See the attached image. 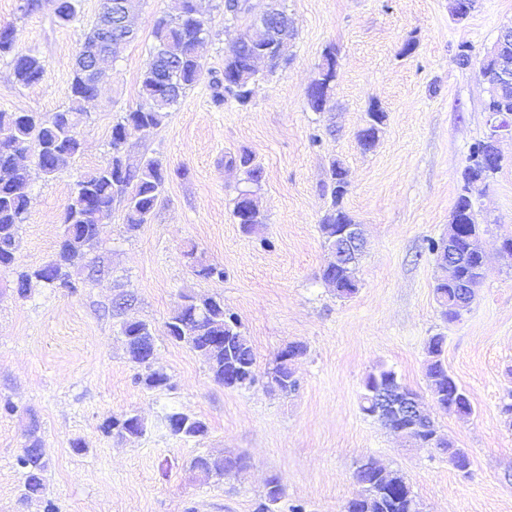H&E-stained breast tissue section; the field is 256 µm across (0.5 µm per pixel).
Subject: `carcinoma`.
Instances as JSON below:
<instances>
[{"label":"carcinoma","instance_id":"obj_1","mask_svg":"<svg viewBox=\"0 0 512 512\" xmlns=\"http://www.w3.org/2000/svg\"><path fill=\"white\" fill-rule=\"evenodd\" d=\"M77 2L59 0L56 17L60 24L66 25L76 17ZM252 9L249 0H224V16L231 20L251 13ZM278 13L281 15L280 24L270 26L254 21L237 45L226 52L222 78L213 81L216 103L224 102L226 93L242 106L250 102L252 89L244 74L249 70L248 62L254 54L266 56L267 71L270 73L275 72L285 60L290 43L295 38V29L284 10L280 9ZM153 35L155 43L141 74L142 103L125 113L112 126V155L108 162L76 181L65 208L64 232L57 252L46 264L31 271L18 272L19 295H25L34 280L50 288H74L72 269L82 264L97 245L103 220L112 212L115 199L125 203L127 231L138 230L152 218L164 190L167 170L156 157H148L135 167L128 165L122 152L125 142L121 141L119 135L124 131L148 132L159 126L168 116L169 109L200 80L202 64L197 46L207 35L202 0H177L174 12L156 21ZM121 45V41L100 44L95 26L87 33L83 43L87 49L102 47L109 58ZM2 56L11 57L13 75L18 84L30 86L42 79L44 61L31 51L15 50L13 29L9 26L0 27ZM72 72L69 104L65 108L50 116L36 112H0V268L9 269L17 263L21 228L29 203L28 173L17 155L36 149V161L45 174L52 175L67 167L83 152L78 126L97 97L98 83L92 73L81 70L78 61L74 63ZM336 74V52L330 48L323 56L318 77L308 90V104L313 111L323 112L330 108ZM485 107L512 112V88L490 96ZM386 119L387 114L380 105L369 107L366 127L357 135L363 151L371 149ZM226 165L236 167L244 174L245 186L234 199L233 215L241 217L240 230L244 235H256L266 221L257 197L263 181V169L248 151L229 158ZM329 174L331 205L320 224V231L328 245L336 241V234L342 225L353 223L343 207V199L349 191L346 172L340 163L334 161L330 164ZM454 209L468 216V236H481V227L476 222L473 203L467 192L458 195ZM465 248L466 243L460 242L462 276L468 282L478 284L480 274L477 258L465 253ZM429 251L435 255L442 270L434 286L440 315L444 320L452 321L456 319V314L448 310V301L455 295L456 289L448 287V244L444 240L433 241L429 244ZM186 257L196 268L197 275L204 278L224 277V269L202 262L195 257L194 251L187 252ZM357 266L356 261L350 264L328 262L321 270V278L334 285L338 295L348 297L359 289ZM120 331L125 337L130 362L141 369L138 380L150 390L167 386V375L153 369L149 359L154 345L152 326L144 321H123ZM165 333L172 342L184 344L204 356L214 382L232 388L250 387L256 382L253 350L240 331L237 318L224 310L223 299L183 296L181 304L165 323ZM444 342L443 336L429 339L425 367L431 394L441 407L448 404V398L454 393L464 392L440 359ZM397 381L398 377L391 369L380 367L371 372L364 382L361 410L369 416L373 415L370 406L372 391ZM375 419L387 428L394 422L386 414H378ZM166 421L170 432L185 441L201 438L207 433L205 422L183 412L167 414ZM103 430L120 439L132 440L141 437L146 426L136 423V415L126 413L107 420ZM28 442L29 448L16 457V467L23 479L20 496L23 503L43 499L46 490L47 462L37 452L42 447V440L33 431ZM190 466L202 468L204 480L219 482L224 480V469L242 468L243 459H208L198 455L191 460ZM354 477L362 486V492L347 502L344 512H420L415 496L391 488L377 478L372 460L358 462ZM282 496L283 487L279 479L271 478L270 483L265 485L258 512H278Z\"/></svg>","mask_w":512,"mask_h":512}]
</instances>
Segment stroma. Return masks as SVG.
I'll list each match as a JSON object with an SVG mask.
<instances>
[{"mask_svg":"<svg viewBox=\"0 0 512 512\" xmlns=\"http://www.w3.org/2000/svg\"><path fill=\"white\" fill-rule=\"evenodd\" d=\"M22 3L0 0V27H13L16 49L39 55L46 73L20 86L1 57L0 111L50 114L68 102L72 61L100 0H79L65 26L56 21V0H39L27 15ZM205 3L200 81L160 126L132 134L124 149L130 162L153 156L167 169L151 223L127 233L123 204L114 202L74 293L36 284L21 296L15 272L0 270V512H44L49 501L56 512H257L272 477L284 489L279 512H342L361 491L354 470L365 457L401 473L423 512H512V416L502 411L512 390V257L499 251L501 238L512 235L511 139L501 143L500 171L471 190L486 229V265L459 320L439 317L438 270L427 249L447 236L469 147L487 131L488 89L477 63L512 23V0H477L463 19L452 15L450 0H283L296 28L291 57L259 80L244 107L230 96L215 105L210 82L249 19L227 20L223 0ZM175 4L141 0L138 36L109 63L78 127L84 150L76 161L48 177L26 156L30 203L20 267L55 255L74 184L109 160L113 123L141 101L154 22ZM463 44L472 48L467 69L456 61ZM330 46L338 63L332 109L315 112L307 92ZM373 103L387 121L365 153L357 134ZM243 150L264 169L267 223L258 238L244 236L232 215L243 183L226 161ZM334 160L348 173L343 205L368 241L361 286L349 298L320 276L327 252L319 224ZM192 248L223 268V278L196 276L185 256ZM97 264L108 275L89 279L88 267ZM123 292L135 297L125 318L155 329L154 366L167 374L166 387L150 390L136 379L112 314ZM184 294L223 297L258 372L288 343H304L294 364L297 390L284 395L263 379L249 388L215 383L202 356L165 334ZM436 334L445 338L442 361L471 397V416L431 398L425 346ZM381 366L416 391L439 430L467 450L468 475L441 450L413 447L361 411L365 379ZM7 402L12 411H4ZM173 411L202 419L206 436L185 442L171 435L165 417ZM129 412L143 418V437L102 431L105 420ZM33 428L48 462L47 489L44 500L25 506L15 459ZM207 452L243 458L247 467L202 483L189 462Z\"/></svg>","mask_w":512,"mask_h":512,"instance_id":"obj_1","label":"stroma"}]
</instances>
